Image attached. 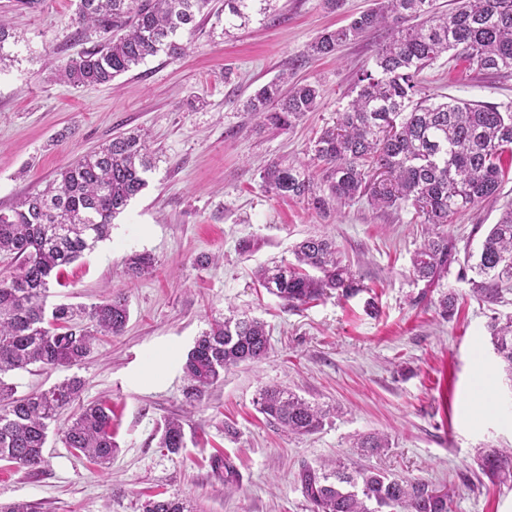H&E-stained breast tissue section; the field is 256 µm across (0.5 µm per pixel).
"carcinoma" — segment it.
<instances>
[{
    "label": "carcinoma",
    "mask_w": 512,
    "mask_h": 512,
    "mask_svg": "<svg viewBox=\"0 0 512 512\" xmlns=\"http://www.w3.org/2000/svg\"><path fill=\"white\" fill-rule=\"evenodd\" d=\"M211 0H77L71 25L75 35L98 40L78 56L60 62L57 80L73 86L107 85L147 58L166 53L179 59L190 43L178 32H192L197 15ZM270 0H224V28L266 16ZM385 26L391 38L372 66L356 80L357 95L304 150L307 161L295 166L266 164V191L306 204L320 215L340 213L362 200L374 209L409 206L423 225L424 241L411 271L428 288L441 286L451 268L470 286L473 297L498 303L512 291V206L490 225L477 250L448 231L453 220L495 198L512 173V112L457 100L436 102L421 96V72L442 55L467 70H512V0H454L448 13L434 0H378L311 41L306 57L331 55L343 44ZM18 39L0 16V67L14 61ZM320 85H288V76L263 85L245 107L260 128L290 130L318 108ZM158 156L140 133L112 138L95 151L62 167L44 189L0 210V254L16 265L0 273V462L33 469L44 461L50 426L58 413L77 406L72 420L56 435L64 447L108 468L116 444L112 409L80 403L84 380L65 379L47 390L16 396L11 373L31 365L43 371L80 366L92 358L103 336L120 335L128 320L125 297L115 293L90 306H47L60 270L110 234L112 220L146 186ZM294 261L257 270L262 287L290 308L338 292L362 290L338 256L336 242L312 234L293 249ZM155 258L133 253L123 275L138 280L153 273ZM457 296L440 292L430 301L444 321L455 314ZM491 343L512 379V316L491 325ZM269 350L266 325L257 318L229 315L215 320L187 352L182 372L190 405L224 380V372L263 360ZM258 411L284 433L304 436L321 430L331 410L279 386L258 393ZM160 447H184L182 422L165 420ZM388 436L369 432L353 443L362 455L388 447ZM481 473L493 482H512V448H493L479 458ZM312 512H450L448 494L415 477L392 476L338 461L307 468L300 475ZM144 512H190L178 498L147 502Z\"/></svg>",
    "instance_id": "carcinoma-1"
}]
</instances>
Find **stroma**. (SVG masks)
<instances>
[{"label":"stroma","mask_w":512,"mask_h":512,"mask_svg":"<svg viewBox=\"0 0 512 512\" xmlns=\"http://www.w3.org/2000/svg\"><path fill=\"white\" fill-rule=\"evenodd\" d=\"M374 0H273L268 19L225 30L213 14L197 18L189 54L147 58L111 84L76 87L52 79L59 60L85 47L74 36L76 0H40L33 8L0 0L18 54L0 69V209L42 189L57 171L119 134L147 133L159 157L147 187L131 200L98 244L60 272L48 304L91 305L124 293L130 310L122 335L101 343L77 374L82 398L112 407L117 444L102 469L49 435L44 463L16 470L0 463V504L23 500L34 512H143L156 493L189 501L194 512H312L302 493L304 468L355 461L419 477L446 492L451 512H512V484L483 479L480 452L512 447V382L490 341L492 317L512 314V294L489 305L449 273L459 311L439 320L420 302L423 285L411 257L423 235L412 208L372 209L359 202L322 217L299 201L265 192L270 160H303L305 144L333 124L354 98L360 70L387 38L372 32L335 56L296 66L324 29L346 24ZM319 83L316 111L288 131L258 129L244 101L281 74ZM423 95L512 111V75L450 70L439 58L420 75ZM512 203V180L496 200L454 220V236L481 242L477 224H494ZM333 237L365 289L300 309L260 287L258 267L292 256L310 234ZM253 242L251 252L237 249ZM151 252L154 275L129 281L121 262ZM264 320L265 360L224 375L200 406L184 397L182 356L212 319L229 314ZM288 388L335 408L311 435L278 430L260 414L262 387ZM182 419L183 448H160L166 419ZM382 432L388 448L355 454L356 435ZM230 463L226 478L215 459Z\"/></svg>","instance_id":"35a3bbf8"}]
</instances>
